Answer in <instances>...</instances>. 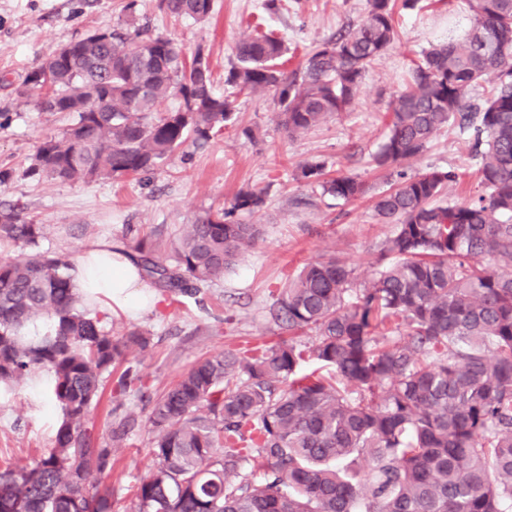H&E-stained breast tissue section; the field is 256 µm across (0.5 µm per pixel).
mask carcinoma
<instances>
[{
    "label": "carcinoma",
    "instance_id": "1",
    "mask_svg": "<svg viewBox=\"0 0 512 512\" xmlns=\"http://www.w3.org/2000/svg\"><path fill=\"white\" fill-rule=\"evenodd\" d=\"M471 31L433 45L392 97L390 132L375 158L399 165L421 155L453 121L470 135L482 193L439 205L452 170L400 175L375 210L395 232L365 283L331 256L305 265L276 301L294 339L196 363L154 401L151 471L133 487L129 512H508L512 503V0H467ZM159 10L208 19L214 0H157ZM394 0H370L366 19L317 43L287 71L282 39L246 34L224 82L240 93L271 91L279 124L308 132L354 105L369 67L395 39ZM482 102L471 92L488 78ZM43 112L74 121L45 139L31 175L61 183L154 170L193 133L207 139L232 120V101L213 92L200 52L183 62L168 37L114 27L99 39L61 45L29 73ZM181 99L167 109L170 97ZM300 175L347 202L364 186ZM242 189L162 248L130 241L146 276L165 292L195 297L224 278L260 240L255 224L230 220L262 208ZM47 225L19 205L0 210V389L45 369L62 412L53 446L30 464L0 466V512H113L114 452L124 435L93 440L88 413L104 374L150 333L106 331L87 307L74 265L39 250ZM141 391L128 367L115 397ZM362 459L369 471L354 468Z\"/></svg>",
    "mask_w": 512,
    "mask_h": 512
}]
</instances>
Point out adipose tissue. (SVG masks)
<instances>
[{
    "instance_id": "ef3b65f1",
    "label": "adipose tissue",
    "mask_w": 512,
    "mask_h": 512,
    "mask_svg": "<svg viewBox=\"0 0 512 512\" xmlns=\"http://www.w3.org/2000/svg\"><path fill=\"white\" fill-rule=\"evenodd\" d=\"M79 288L96 294L110 307L138 310L142 307L145 284L141 269L123 250L107 240L88 243L76 268Z\"/></svg>"
}]
</instances>
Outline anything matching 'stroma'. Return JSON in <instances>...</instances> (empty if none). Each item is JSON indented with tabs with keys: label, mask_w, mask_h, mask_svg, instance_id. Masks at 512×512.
<instances>
[{
	"label": "stroma",
	"mask_w": 512,
	"mask_h": 512,
	"mask_svg": "<svg viewBox=\"0 0 512 512\" xmlns=\"http://www.w3.org/2000/svg\"><path fill=\"white\" fill-rule=\"evenodd\" d=\"M127 2L0 0V171L8 174L0 203L23 205L29 217L48 227L40 251L67 255L75 263L91 241L119 245L130 232L166 246L183 225L229 205L239 190L261 189L266 196L260 211L237 214L240 222L259 225V243L202 300L164 292L155 305L137 313L115 311L103 302L90 307L103 315L106 328L119 333L143 328L152 338L147 350L134 347L126 357L143 377L142 394L119 400L104 395L89 416L97 440H106L113 425L127 431L110 475L116 512H123L131 486L149 470L148 415L165 388L216 351L287 336V327L274 317V302L304 264L332 255L351 265L357 281L372 277L380 248L395 230L374 211L378 194L391 182L389 169L373 160L388 133L389 102L408 79L412 59L432 43L464 36L472 28L465 0L396 6L395 41L368 69L352 110L291 138L277 124L273 93L240 94L225 84L237 40L262 25L283 38L294 67L314 44L361 23L368 0H214L205 22L167 15L158 10L157 0H137L131 11ZM132 24L172 38L186 56L202 52L211 64L215 93L233 102L232 121L209 140L188 138L146 175L71 183L30 176L40 142L59 135L73 117L40 111L36 91L24 86L28 73L88 31ZM247 127L252 135H244ZM308 162L324 163L327 175L356 178L365 194L350 203L323 195L319 183L298 176ZM428 168H451L460 175L443 195L444 203L472 198L480 190L479 163L455 125L438 131L406 166L411 173ZM50 378L49 372L36 371L15 392L0 393V465L33 462L50 447L61 416L50 396Z\"/></svg>",
	"instance_id": "1"
}]
</instances>
